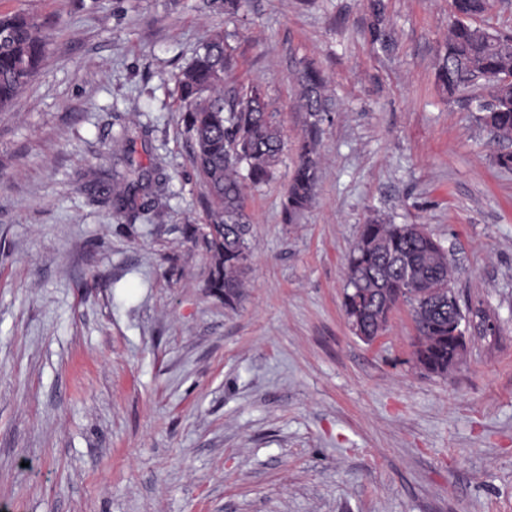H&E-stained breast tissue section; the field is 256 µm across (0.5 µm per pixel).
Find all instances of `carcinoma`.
Returning <instances> with one entry per match:
<instances>
[{
	"label": "carcinoma",
	"mask_w": 512,
	"mask_h": 512,
	"mask_svg": "<svg viewBox=\"0 0 512 512\" xmlns=\"http://www.w3.org/2000/svg\"><path fill=\"white\" fill-rule=\"evenodd\" d=\"M493 7V0H450L454 22L436 78L450 97L466 89L487 91L489 100L478 103L480 120L498 140L512 142V35L473 23ZM371 10V42L388 50L392 42L382 0H371ZM46 46L36 15L0 14V112L10 109L29 86L45 59ZM228 67L223 32L215 31L177 76V111L191 140L190 163L201 178L209 208L208 232L202 235L203 248L213 259L208 287L231 307L244 287L250 256L246 184L257 187L273 179L284 138L267 110L261 86L224 97ZM297 84L308 141L301 146L283 201L290 222L315 194V141L326 112V80L319 68L304 64ZM141 179L140 174L130 182L127 175L115 174L112 192L119 208L135 205ZM346 278L345 315L350 322L359 321L365 335H380L392 311L408 303L418 332L417 363L429 373L445 374L449 364L459 360L448 338V255L430 233L415 235L408 224L370 220L349 254Z\"/></svg>",
	"instance_id": "carcinoma-1"
}]
</instances>
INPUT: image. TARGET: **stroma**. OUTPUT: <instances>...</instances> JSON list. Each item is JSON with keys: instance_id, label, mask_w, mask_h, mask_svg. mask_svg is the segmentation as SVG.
I'll return each instance as SVG.
<instances>
[{"instance_id": "1", "label": "stroma", "mask_w": 512, "mask_h": 512, "mask_svg": "<svg viewBox=\"0 0 512 512\" xmlns=\"http://www.w3.org/2000/svg\"><path fill=\"white\" fill-rule=\"evenodd\" d=\"M0 0L46 24L0 112V512H512V152L437 84L449 0ZM224 33L226 92H266L285 141L246 191L240 301L208 287L209 217L176 76ZM328 85L313 201L282 204L305 137L293 80ZM147 173L108 196L117 155ZM421 224L454 269L464 359L430 374L399 305L365 342L343 309L363 224ZM495 332H483L482 315ZM371 10L373 17L369 25L371 42L379 45L383 50H389L392 47V42L390 32L384 21V5L382 0H372ZM142 179L143 174H139L136 181L129 182L126 174L116 172L112 192L113 200L119 209H125L135 205L136 193L142 186Z\"/></svg>"}]
</instances>
